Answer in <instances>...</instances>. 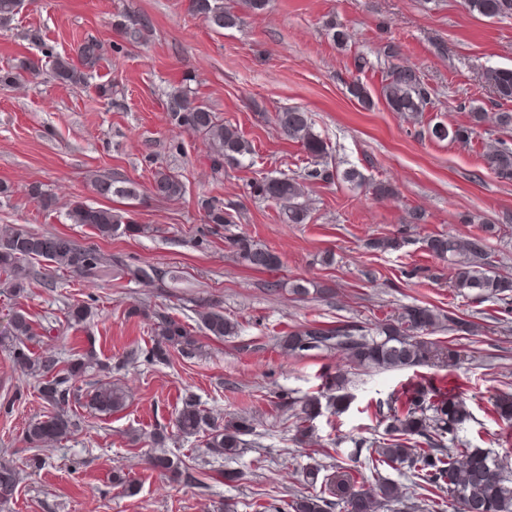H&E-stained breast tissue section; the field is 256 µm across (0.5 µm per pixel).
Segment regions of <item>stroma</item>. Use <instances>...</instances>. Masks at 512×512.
<instances>
[{
    "instance_id": "1",
    "label": "stroma",
    "mask_w": 512,
    "mask_h": 512,
    "mask_svg": "<svg viewBox=\"0 0 512 512\" xmlns=\"http://www.w3.org/2000/svg\"><path fill=\"white\" fill-rule=\"evenodd\" d=\"M240 21L217 29L190 9V0H25L13 19L0 23V229L61 233L107 254L149 262L190 279L197 301H220L237 321L236 337L218 340L198 334V353L172 354L163 364L146 360L152 345L147 321L128 317L131 306L168 308L194 322L187 305L172 292L125 280L79 281L47 262L34 269L40 286L13 298L0 282V328L15 307L31 316L36 335L31 352L56 353L67 361L94 352L98 363L78 384L121 385L125 408L109 416L75 405L78 423L68 438L39 448L25 439L28 424L49 407L37 379L17 370L0 348V457L18 470L13 500L0 512H255L258 505L285 503L307 491L305 472L344 465L351 438H379L385 423L373 415L387 401L417 383L446 386L471 413L461 436L484 449L512 472V436L492 413L491 401L512 392V311L495 299L455 293L446 261L426 250V237L463 238L497 227L487 251L502 273L512 274V181L490 171L485 153L495 141L512 146V131L496 124L497 113L512 112L481 75L491 67H512V16L487 18L470 12L465 0H270L265 11L248 13L242 0H224ZM147 15L152 29L134 39L115 29L116 14ZM347 26L353 40L333 42L329 27ZM97 40L102 59L87 84L65 85L43 68L40 76L5 83L1 77L24 58L71 53L85 39ZM365 68H358L359 59ZM417 71L431 103L419 114L390 111L382 85L390 63ZM189 83L196 96L252 143L254 153L214 173L210 148L202 139L172 127L168 93ZM362 84L372 104L363 107L349 88ZM112 88L103 98L100 86ZM485 120L470 142L421 137L427 125L470 122V106ZM300 107L311 113L314 130L328 144L324 159L339 172L354 169L391 194L375 196L342 179L308 183L305 223H282L280 208L252 195L250 184L266 174L300 173L310 161L299 143L283 140L278 112ZM181 173L185 194L175 201L150 192L158 167ZM104 175L136 182L141 196L114 200L137 223L149 225L140 237L102 239L87 226L71 223L72 205L103 203L91 179ZM54 193L53 211L28 196L31 184ZM223 200L233 216L218 229L204 221L202 196ZM424 215L410 221L411 211ZM244 233L277 253L274 272L240 265L228 239ZM404 235L398 250L370 248V240ZM332 263H323L325 255ZM279 282L278 292L266 286ZM298 281L318 282L331 295L291 293ZM92 315L70 326L74 302ZM451 311L473 321L470 336L441 325L430 340L460 352L454 364L402 370L354 368L345 355L309 352L290 355L279 336L309 323H355L375 327L404 306ZM345 374L348 407L323 413L310 443L299 444L294 422L275 409L278 394L319 395L326 376ZM212 416L252 417L255 444L233 459L209 457L203 435H173L167 450L204 474L203 485L187 484L149 469L154 449L149 433L169 423L186 395ZM227 471L242 472L237 482ZM136 487L130 495L115 487L114 475ZM366 487L386 478L402 487L405 512H431L411 475L403 469L363 465Z\"/></svg>"
}]
</instances>
